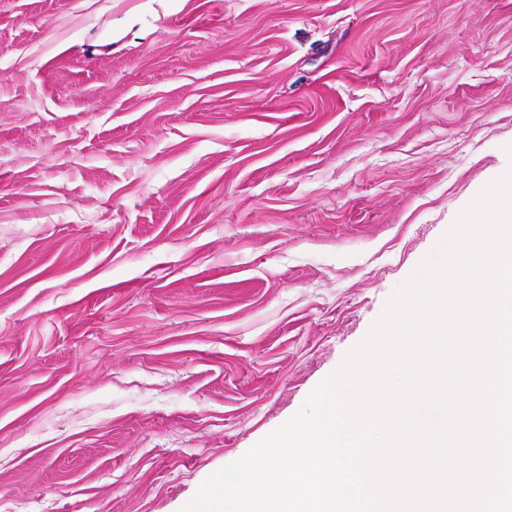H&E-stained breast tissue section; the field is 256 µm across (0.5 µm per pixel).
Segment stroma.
I'll list each match as a JSON object with an SVG mask.
<instances>
[{"label": "stroma", "instance_id": "1", "mask_svg": "<svg viewBox=\"0 0 512 512\" xmlns=\"http://www.w3.org/2000/svg\"><path fill=\"white\" fill-rule=\"evenodd\" d=\"M512 168V0H0V512H180Z\"/></svg>", "mask_w": 512, "mask_h": 512}]
</instances>
